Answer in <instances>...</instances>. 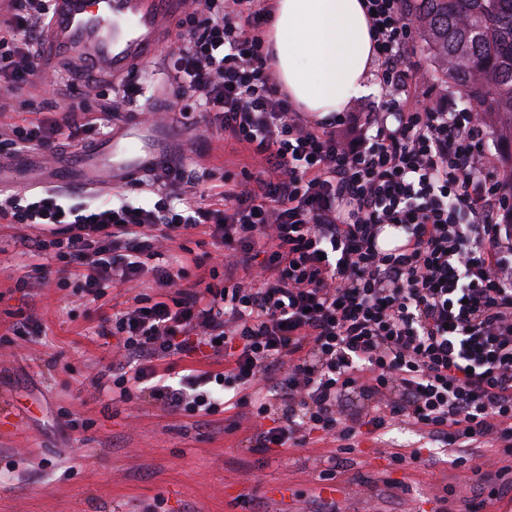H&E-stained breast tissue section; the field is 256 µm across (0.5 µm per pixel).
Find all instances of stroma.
Masks as SVG:
<instances>
[{
    "mask_svg": "<svg viewBox=\"0 0 512 512\" xmlns=\"http://www.w3.org/2000/svg\"><path fill=\"white\" fill-rule=\"evenodd\" d=\"M117 82L84 85L70 68L40 74L0 124L21 121L28 103L44 112L77 106L99 111ZM195 191L235 177L243 160L218 141L203 114L168 116ZM0 224V512H430L436 495L455 489L450 507L473 498L465 470L440 462L392 463L398 447L424 445L422 432L393 427L359 433L343 453L333 437L268 453L250 449L252 418L221 412L206 418L175 413L150 392L112 399L92 380L113 362L95 334L129 294L111 288L96 302L75 286L16 292L17 277L36 263L34 242L17 243ZM208 237L172 248L166 261L194 280L215 263ZM42 319L36 336L12 331L14 310ZM81 427H72V419ZM335 468L334 479H322Z\"/></svg>",
    "mask_w": 512,
    "mask_h": 512,
    "instance_id": "stroma-1",
    "label": "stroma"
}]
</instances>
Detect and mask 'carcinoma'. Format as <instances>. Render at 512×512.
I'll return each instance as SVG.
<instances>
[{
	"label": "carcinoma",
	"instance_id": "obj_1",
	"mask_svg": "<svg viewBox=\"0 0 512 512\" xmlns=\"http://www.w3.org/2000/svg\"><path fill=\"white\" fill-rule=\"evenodd\" d=\"M412 16L435 73L512 146V0H414Z\"/></svg>",
	"mask_w": 512,
	"mask_h": 512
}]
</instances>
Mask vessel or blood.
Wrapping results in <instances>:
<instances>
[{
	"instance_id": "1",
	"label": "vessel or blood",
	"mask_w": 512,
	"mask_h": 512,
	"mask_svg": "<svg viewBox=\"0 0 512 512\" xmlns=\"http://www.w3.org/2000/svg\"><path fill=\"white\" fill-rule=\"evenodd\" d=\"M183 0H53L38 57L43 68L59 60L91 66L115 79L159 56ZM164 125L126 119L94 144L60 152L53 166L41 155L0 157V187L96 191L125 184L169 161Z\"/></svg>"
}]
</instances>
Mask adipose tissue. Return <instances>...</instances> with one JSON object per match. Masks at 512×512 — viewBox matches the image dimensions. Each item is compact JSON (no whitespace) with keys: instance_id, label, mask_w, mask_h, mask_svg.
<instances>
[{"instance_id":"obj_1","label":"adipose tissue","mask_w":512,"mask_h":512,"mask_svg":"<svg viewBox=\"0 0 512 512\" xmlns=\"http://www.w3.org/2000/svg\"><path fill=\"white\" fill-rule=\"evenodd\" d=\"M363 0H275L267 30L277 83L326 120L370 91L372 43Z\"/></svg>"}]
</instances>
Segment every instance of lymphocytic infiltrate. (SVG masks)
I'll return each mask as SVG.
<instances>
[{
    "instance_id": "1",
    "label": "lymphocytic infiltrate",
    "mask_w": 512,
    "mask_h": 512,
    "mask_svg": "<svg viewBox=\"0 0 512 512\" xmlns=\"http://www.w3.org/2000/svg\"><path fill=\"white\" fill-rule=\"evenodd\" d=\"M0 112L38 75L35 48L52 0H0ZM380 72L379 105L330 122L294 108L265 40L269 0H187L168 68L170 110L204 113L250 163L211 186L209 204L169 162L142 185L148 200L75 206L57 193L0 192L1 224H37L67 280L98 300L129 288L104 317L124 358L107 372L120 398L151 384L173 412L211 416L248 407L254 448L348 440L397 423L457 444L451 466L474 484L512 473V179L485 144L478 112L426 103L406 0H364ZM141 82L126 80L97 114L68 109L0 126V148L54 156L87 126L108 132ZM398 233L387 248L385 228ZM208 236L221 259L191 284L145 257L182 236ZM158 288L140 293L144 274ZM223 358L176 384L161 361ZM478 442L487 454L470 456Z\"/></svg>"
}]
</instances>
